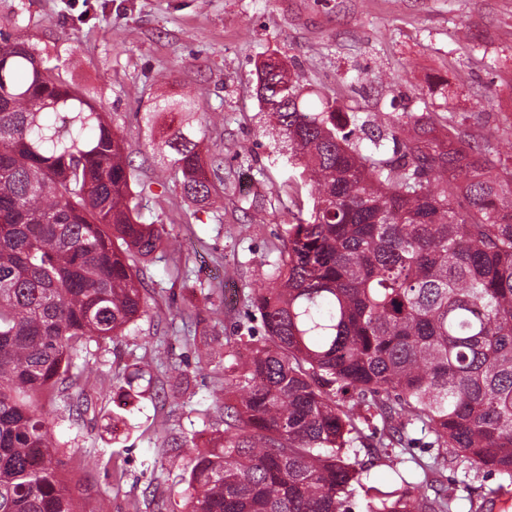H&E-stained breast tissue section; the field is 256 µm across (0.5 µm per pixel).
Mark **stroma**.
<instances>
[{"mask_svg": "<svg viewBox=\"0 0 512 512\" xmlns=\"http://www.w3.org/2000/svg\"><path fill=\"white\" fill-rule=\"evenodd\" d=\"M5 32L48 48V66L94 96L126 141L132 185L145 222L164 225L187 257L148 265L149 309L125 336L91 345L81 360L104 390L71 388L91 406L71 415L62 398L41 406L80 478L89 508L177 512L180 476L213 432L223 429L227 337L260 329L247 317L253 289L279 256L294 175L256 93L257 64L284 61L308 88L336 97L343 111L429 118L433 135L499 130L492 157L512 166V0H0ZM195 90V130L209 155L224 160V210L187 200L180 173L162 168L151 135L167 117H148L159 99ZM248 154H240V146ZM257 201L260 216L246 213ZM190 381L175 387L172 367ZM149 368L152 384L121 394L120 375ZM381 424L370 420L356 447L369 470L354 487L352 512H365L366 488L386 492L417 481L431 448L413 449L401 473L381 458ZM185 448L167 449L170 441ZM452 512H480L497 476L449 457L437 475Z\"/></svg>", "mask_w": 512, "mask_h": 512, "instance_id": "obj_1", "label": "stroma"}]
</instances>
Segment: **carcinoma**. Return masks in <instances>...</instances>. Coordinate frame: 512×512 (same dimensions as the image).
I'll use <instances>...</instances> for the list:
<instances>
[{"label": "carcinoma", "mask_w": 512, "mask_h": 512, "mask_svg": "<svg viewBox=\"0 0 512 512\" xmlns=\"http://www.w3.org/2000/svg\"><path fill=\"white\" fill-rule=\"evenodd\" d=\"M0 39V512H85L38 402L77 384L91 343L146 311L137 263L166 251L140 222L124 139L89 92ZM257 95L285 139L312 207L289 212L269 286L250 297L263 334L227 339L224 431L184 470L182 512H349L366 466L351 456L379 416L389 446L426 438L424 479L366 512H448L429 473L451 453L512 493V168L491 138L443 145L407 122L338 121L337 100L288 66L256 67ZM191 95L155 144L185 197L214 207L223 161L187 131ZM392 149H387V143Z\"/></svg>", "instance_id": "cac0c4a2"}]
</instances>
